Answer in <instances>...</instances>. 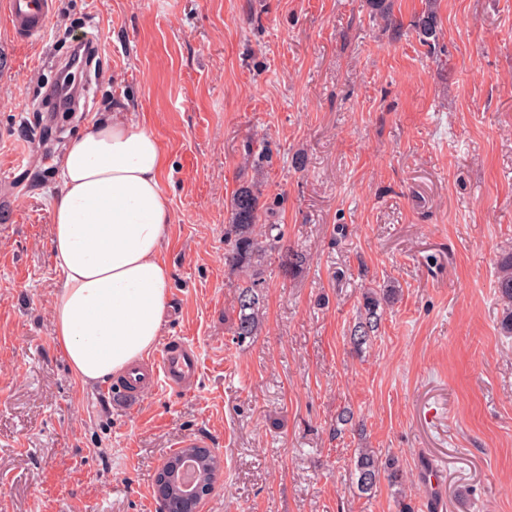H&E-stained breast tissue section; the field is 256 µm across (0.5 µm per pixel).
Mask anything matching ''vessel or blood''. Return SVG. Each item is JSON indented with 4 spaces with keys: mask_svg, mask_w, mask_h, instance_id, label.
Masks as SVG:
<instances>
[{
    "mask_svg": "<svg viewBox=\"0 0 512 512\" xmlns=\"http://www.w3.org/2000/svg\"><path fill=\"white\" fill-rule=\"evenodd\" d=\"M51 0H6L5 10L17 38L33 42L43 38ZM200 374V359L194 344L174 339L159 348L149 363L131 367L122 386L104 387L111 404L135 406L142 393L157 383L177 392L189 390Z\"/></svg>",
    "mask_w": 512,
    "mask_h": 512,
    "instance_id": "obj_1",
    "label": "vessel or blood"
}]
</instances>
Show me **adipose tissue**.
<instances>
[{"label":"adipose tissue","mask_w":512,"mask_h":512,"mask_svg":"<svg viewBox=\"0 0 512 512\" xmlns=\"http://www.w3.org/2000/svg\"><path fill=\"white\" fill-rule=\"evenodd\" d=\"M155 131L120 114L92 119L62 154L52 202L59 277L54 340L81 383L125 374L157 344L172 275L161 257L171 222Z\"/></svg>","instance_id":"ef3b65f1"}]
</instances>
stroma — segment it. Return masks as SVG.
Instances as JSON below:
<instances>
[{
  "instance_id": "obj_1",
  "label": "stroma",
  "mask_w": 512,
  "mask_h": 512,
  "mask_svg": "<svg viewBox=\"0 0 512 512\" xmlns=\"http://www.w3.org/2000/svg\"><path fill=\"white\" fill-rule=\"evenodd\" d=\"M53 0L42 40L0 17V512H156L158 467L190 433L222 469L202 512H396L361 493L360 449L397 457L414 512L425 463L442 512H512V337L498 261L512 252V0ZM90 115L121 107L166 153L173 282L162 341L199 350L188 392L98 399L53 338L51 189L62 147L52 62L85 37ZM258 183L303 263L263 265L254 342L245 274L224 263L230 200ZM393 288L363 346L362 294ZM351 414L343 422L342 414ZM428 2L429 5H426L425 10L414 22V28L419 41L428 47L430 53L433 51L434 54L436 52V45L439 44V20L437 12L432 6L435 0H428ZM255 280L258 281L253 278L249 285L242 287L237 297L238 319L234 336H237L240 342L257 336L261 328L258 316L260 298L255 289L257 288Z\"/></svg>"
}]
</instances>
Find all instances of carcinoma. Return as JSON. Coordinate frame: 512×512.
<instances>
[{
  "label": "carcinoma",
  "mask_w": 512,
  "mask_h": 512,
  "mask_svg": "<svg viewBox=\"0 0 512 512\" xmlns=\"http://www.w3.org/2000/svg\"><path fill=\"white\" fill-rule=\"evenodd\" d=\"M430 5L414 22L415 32L419 41L428 47V51H436L439 41V20L437 12ZM374 15L387 22L389 27H397L392 18L389 0H370ZM232 220L224 226V262L231 268L259 274L266 248H277L282 241L280 227L276 224L261 223L262 217L273 216V206L265 199L260 187L255 184L243 185L233 194L230 202ZM257 283L252 282L242 287L237 297L238 319L235 336L242 342L258 335L261 325L258 316L260 298L256 291ZM498 296L507 306L501 328L504 333L512 335V253L502 257L500 274L497 281ZM395 290L369 289L363 295L362 308L364 320L354 330L355 342L362 344L366 337L377 326L379 308L390 301ZM358 488L363 493L370 492L384 478L389 485L396 488V503L399 512H412V506L406 502L401 490L402 471L399 462L394 458L381 459L372 450L362 449L354 460ZM221 469V460L212 455L205 462V468L199 479L213 485Z\"/></svg>",
  "instance_id": "1"
}]
</instances>
